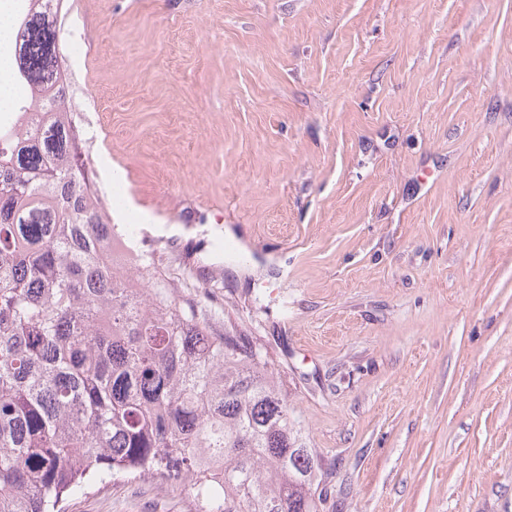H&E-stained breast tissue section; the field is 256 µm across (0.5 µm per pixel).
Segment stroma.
Masks as SVG:
<instances>
[{
	"label": "stroma",
	"mask_w": 512,
	"mask_h": 512,
	"mask_svg": "<svg viewBox=\"0 0 512 512\" xmlns=\"http://www.w3.org/2000/svg\"><path fill=\"white\" fill-rule=\"evenodd\" d=\"M63 11L81 163L266 351L322 512H512V0ZM198 509L120 478L68 512Z\"/></svg>",
	"instance_id": "stroma-1"
}]
</instances>
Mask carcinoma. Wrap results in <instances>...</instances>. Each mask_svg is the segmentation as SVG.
<instances>
[{
  "instance_id": "1",
  "label": "carcinoma",
  "mask_w": 512,
  "mask_h": 512,
  "mask_svg": "<svg viewBox=\"0 0 512 512\" xmlns=\"http://www.w3.org/2000/svg\"><path fill=\"white\" fill-rule=\"evenodd\" d=\"M27 2L9 67L26 104L0 127V512L144 477L199 512H320L322 462L262 349L214 332L154 258L137 292L103 258L126 232L79 165L68 89L46 87L62 28Z\"/></svg>"
}]
</instances>
